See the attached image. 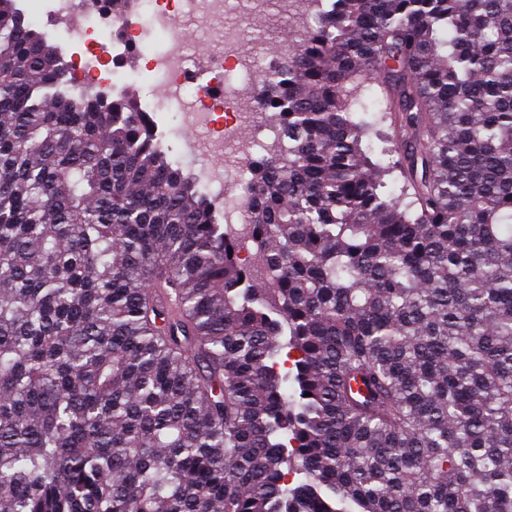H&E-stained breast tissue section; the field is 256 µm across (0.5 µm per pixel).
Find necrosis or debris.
I'll use <instances>...</instances> for the list:
<instances>
[{
    "label": "necrosis or debris",
    "mask_w": 512,
    "mask_h": 512,
    "mask_svg": "<svg viewBox=\"0 0 512 512\" xmlns=\"http://www.w3.org/2000/svg\"><path fill=\"white\" fill-rule=\"evenodd\" d=\"M110 6L111 0H25L22 9L57 35L72 68L71 93L76 97L96 89L125 93L128 84L119 61L128 45L139 46L143 76L161 77L165 85L163 98L150 103V110L164 122L196 131V139L180 143L178 153L191 162L194 176L208 192L225 199L224 222L238 255L254 266L257 249L248 202L238 196L225 198L224 186L248 172L256 145L266 143L274 128L258 111L237 107L243 85L259 84L266 73L253 69L249 58L237 53L238 33L224 23L226 0H130L126 15ZM180 18L217 28L226 51L208 55L205 69L222 82L223 100H212L198 89L187 92L193 81L191 58L184 41L171 34ZM106 30L117 31V38L103 42ZM244 128L250 131L245 139L239 136Z\"/></svg>",
    "instance_id": "obj_1"
}]
</instances>
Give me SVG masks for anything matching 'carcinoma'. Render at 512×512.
Instances as JSON below:
<instances>
[{"instance_id":"1","label":"carcinoma","mask_w":512,"mask_h":512,"mask_svg":"<svg viewBox=\"0 0 512 512\" xmlns=\"http://www.w3.org/2000/svg\"><path fill=\"white\" fill-rule=\"evenodd\" d=\"M307 2L264 279L0 0V512H512V0Z\"/></svg>"}]
</instances>
